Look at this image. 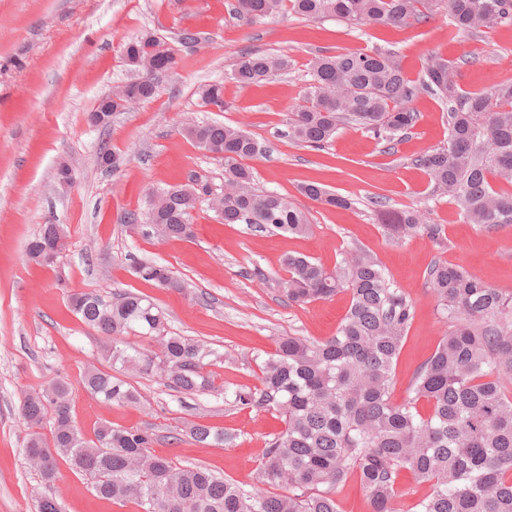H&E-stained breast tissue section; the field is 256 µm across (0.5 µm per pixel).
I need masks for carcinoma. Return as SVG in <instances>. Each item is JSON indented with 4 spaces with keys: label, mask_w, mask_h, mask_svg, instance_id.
<instances>
[{
    "label": "carcinoma",
    "mask_w": 512,
    "mask_h": 512,
    "mask_svg": "<svg viewBox=\"0 0 512 512\" xmlns=\"http://www.w3.org/2000/svg\"><path fill=\"white\" fill-rule=\"evenodd\" d=\"M286 1L303 19L337 18L355 28L422 22L442 4L457 31L512 24V0H236L233 11L253 21L281 13ZM124 55L139 77L98 102L89 114L93 126L104 128L112 113L152 98L156 76L174 72L179 63L176 50L150 32L128 41ZM290 65L286 55L245 52L231 79L256 85ZM308 76L303 104L288 118V135L315 150L324 148L345 122L391 143L414 126V98L422 91L438 95L448 103V142L416 163L467 223L486 230L512 227V192L497 190L489 181L493 177L512 187V82L463 91L459 66L433 56L425 78L416 83L397 54L377 49L317 55L309 61ZM199 99L202 107L225 106L223 83L206 85ZM182 132L224 164V183L216 186L192 174L185 184L157 191L167 198L166 208L155 212L149 206L129 214L127 223H142L162 237L189 238L191 210L214 188L224 199L217 217L226 224L295 236L311 232L305 213L287 198L253 187L246 161L265 153L261 142L219 122L190 121ZM300 192L325 206L350 205L315 182L301 185ZM380 218L397 240L425 236L447 245L443 225L427 223L418 210H387ZM65 238L64 225H42L27 244V259L47 263L48 253L63 249ZM282 266L286 276L279 285L288 303L307 304L346 291L351 304L335 335L281 337L262 362L259 384L232 392L231 403L275 413L284 423L268 440L251 489L201 464L178 466L155 454L154 434L148 430L102 423L94 438L85 439L63 380L26 395L18 408L30 430L26 455L43 481L54 482L63 461L90 482L97 496L132 502L138 512H339L336 491L355 476L372 512H400L398 479L409 471L430 486L415 512H512V295L456 265L432 262L427 282L448 321V336L416 369L411 396L396 403L391 397L395 368L414 304L386 278L377 257L354 247L332 269L302 254L285 256ZM132 270L159 288H185L156 261L138 259ZM71 306L86 325L108 337L102 356L110 370L93 365L82 379L83 388L100 402H137L129 378L155 371L180 394L214 389L203 369L221 355L206 343L170 332L149 297L128 290L110 298L82 292L72 295ZM131 336L149 339L156 350L132 344ZM422 399L431 407L426 418L416 407ZM46 424L47 435L41 432ZM184 433L214 447L233 441L232 435L193 420L185 422Z\"/></svg>",
    "instance_id": "obj_1"
}]
</instances>
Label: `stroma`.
<instances>
[{
  "instance_id": "obj_1",
  "label": "stroma",
  "mask_w": 512,
  "mask_h": 512,
  "mask_svg": "<svg viewBox=\"0 0 512 512\" xmlns=\"http://www.w3.org/2000/svg\"><path fill=\"white\" fill-rule=\"evenodd\" d=\"M231 0H0V512H37L42 496L56 497L63 512H136L99 499L83 476L60 465L45 485L28 461V430L17 417L23 397L53 380L73 392V418L85 437L104 422L152 429L156 454L175 463H202L227 479L250 483L263 449L283 423L278 415L243 409L224 395L259 383L258 357L274 352L280 337L334 335L351 303L348 293L289 305L280 292L282 260L290 253L333 267L350 248L378 257L388 279L414 303L413 324L395 372L392 397L402 401L416 368L448 333L427 285L437 259L465 269L492 287L512 291V229L481 230L465 223L448 196L435 191L417 157L446 144L448 105L419 94L411 103L415 126L386 145L360 125L340 126L322 150L294 143L288 114L300 104L308 64L316 53L336 55L379 48L396 52L412 80H422L430 56L459 63L466 91L512 82V26L478 34L449 32L447 8L401 28H353L337 19L309 21L285 11L255 22L238 18ZM190 26L204 43L180 53L175 72L160 76L149 101L114 113L108 129L92 127L88 114L115 87L133 79L124 45L152 32L172 40ZM288 55L292 66L271 82L248 87L230 80L241 53ZM224 84V111L200 107V86ZM210 119L246 130L265 142V155L250 160L253 185L274 191L304 211L312 225L305 237L258 233L225 224L208 206L194 214L189 239L161 238L132 227L127 216L143 211L150 191L186 183L190 173L215 183L224 168L183 135L188 120ZM117 158L98 164L100 147ZM67 164L72 181L56 179ZM318 182L345 196L346 208L320 205L299 185ZM417 209L445 228L450 247L416 237L394 240L379 209ZM65 225L56 263L28 261L26 245L46 222ZM167 265L186 283L183 291L138 280L131 258ZM264 271L265 280L253 276ZM127 289L150 297L172 332L206 341L224 356L206 366L215 392L179 403L161 373L132 378L140 400L106 406L86 392L90 366L106 368L101 336L73 312L70 296ZM231 433L232 444L203 447L190 438L171 443L185 421Z\"/></svg>"
}]
</instances>
